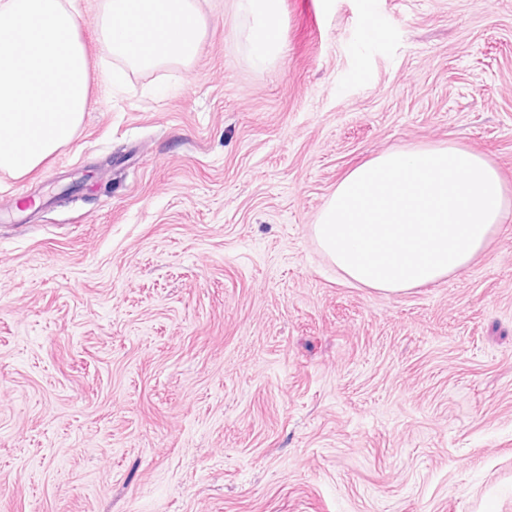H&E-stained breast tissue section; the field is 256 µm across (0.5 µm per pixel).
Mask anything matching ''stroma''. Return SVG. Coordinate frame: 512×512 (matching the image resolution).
I'll return each instance as SVG.
<instances>
[{
  "mask_svg": "<svg viewBox=\"0 0 512 512\" xmlns=\"http://www.w3.org/2000/svg\"><path fill=\"white\" fill-rule=\"evenodd\" d=\"M100 3L77 135L0 171V512H512V221L392 295L312 233L388 149L512 190V0H282L263 72L199 0L196 58L119 83Z\"/></svg>",
  "mask_w": 512,
  "mask_h": 512,
  "instance_id": "obj_1",
  "label": "stroma"
}]
</instances>
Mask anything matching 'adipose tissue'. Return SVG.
I'll list each match as a JSON object with an SVG mask.
<instances>
[{
	"instance_id": "ef3b65f1",
	"label": "adipose tissue",
	"mask_w": 512,
	"mask_h": 512,
	"mask_svg": "<svg viewBox=\"0 0 512 512\" xmlns=\"http://www.w3.org/2000/svg\"><path fill=\"white\" fill-rule=\"evenodd\" d=\"M257 70L280 55L281 0H237ZM0 170L40 169L78 132L90 70L72 0H0ZM99 36L130 68L193 61L207 33L197 0H102ZM512 218L483 156L454 145L387 151L337 183L313 232L352 281L396 294L467 268Z\"/></svg>"
}]
</instances>
